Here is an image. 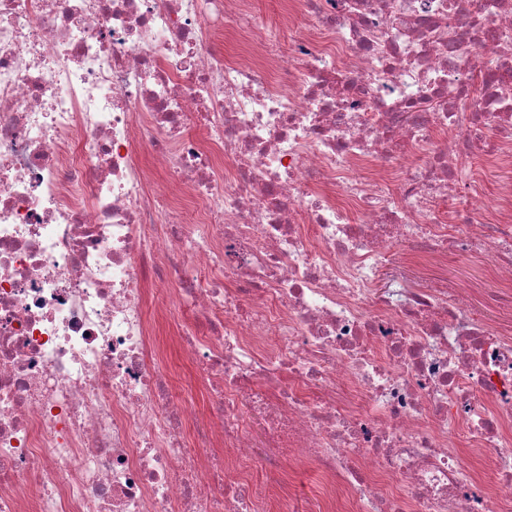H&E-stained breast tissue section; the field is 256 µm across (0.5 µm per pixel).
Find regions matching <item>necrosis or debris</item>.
<instances>
[{"label":"necrosis or debris","instance_id":"4bbe7bcc","mask_svg":"<svg viewBox=\"0 0 512 512\" xmlns=\"http://www.w3.org/2000/svg\"><path fill=\"white\" fill-rule=\"evenodd\" d=\"M261 4L0 0V512H512V0ZM431 274L463 282L472 288H480L485 293L497 291L499 288L505 290L499 282L492 278L489 264L481 255L460 257L449 255L447 260L441 261L431 268ZM295 493L299 496V506L306 509L316 495V479L313 473L303 471L295 476Z\"/></svg>","mask_w":512,"mask_h":512}]
</instances>
